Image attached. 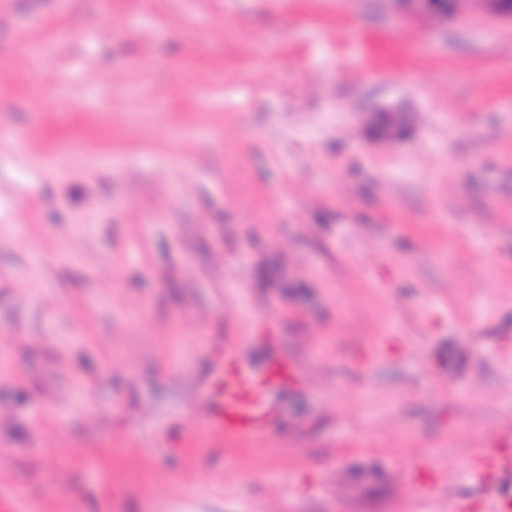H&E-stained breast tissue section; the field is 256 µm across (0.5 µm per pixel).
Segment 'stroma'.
I'll return each instance as SVG.
<instances>
[{"label":"stroma","mask_w":512,"mask_h":512,"mask_svg":"<svg viewBox=\"0 0 512 512\" xmlns=\"http://www.w3.org/2000/svg\"><path fill=\"white\" fill-rule=\"evenodd\" d=\"M458 9L0 0V512L512 500V23ZM263 414L252 392L242 381L226 378L224 401L214 408L209 426L234 438H246L260 431Z\"/></svg>","instance_id":"obj_1"}]
</instances>
